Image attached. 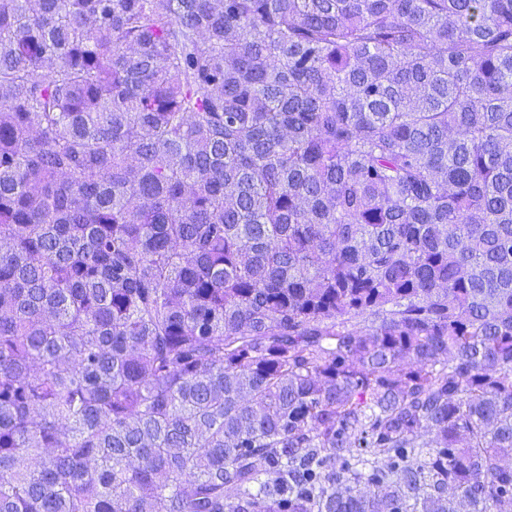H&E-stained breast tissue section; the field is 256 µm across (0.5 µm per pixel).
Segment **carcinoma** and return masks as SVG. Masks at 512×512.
<instances>
[{
    "label": "carcinoma",
    "instance_id": "1",
    "mask_svg": "<svg viewBox=\"0 0 512 512\" xmlns=\"http://www.w3.org/2000/svg\"><path fill=\"white\" fill-rule=\"evenodd\" d=\"M512 503V0H0V512Z\"/></svg>",
    "mask_w": 512,
    "mask_h": 512
}]
</instances>
